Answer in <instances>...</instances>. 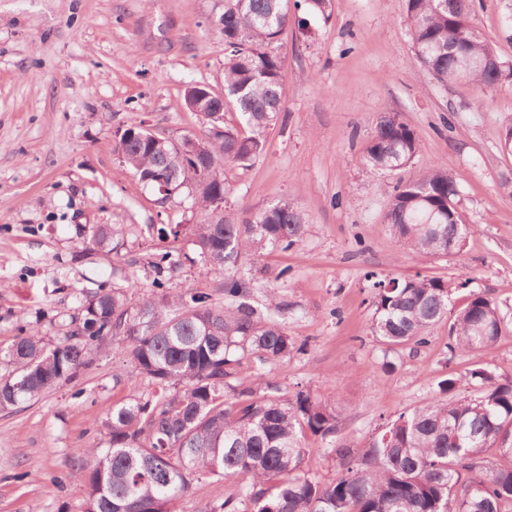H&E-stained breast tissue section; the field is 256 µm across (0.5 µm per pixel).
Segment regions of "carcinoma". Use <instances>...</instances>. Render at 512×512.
<instances>
[{
    "label": "carcinoma",
    "instance_id": "carcinoma-1",
    "mask_svg": "<svg viewBox=\"0 0 512 512\" xmlns=\"http://www.w3.org/2000/svg\"><path fill=\"white\" fill-rule=\"evenodd\" d=\"M306 8L327 21L334 5L306 0ZM473 13L474 0H406L405 24L414 62L443 85L469 81L481 104L512 84V66L474 25ZM218 24L224 111L238 113L240 126L214 127V101L194 98L205 134L197 155L150 139L140 127L125 129L116 151L138 182L151 187L164 176L176 192L188 191L203 215L194 225L198 256L189 262L220 277L234 304L217 308L198 292L134 302L124 289L101 285L70 317L60 342L21 336L0 349L7 366L0 411L71 381L93 351L114 344L154 391L112 406L100 423L106 446L84 449L89 466L75 478L85 484V512H171L203 479L229 484L209 512H512V382L495 381L487 368L468 372L463 393L454 376L443 379L439 396L401 412L360 448L337 443L343 414L336 405L308 389L286 396L263 382L265 365L301 347L245 301L252 280L239 265L269 248L300 250L307 220L286 199L239 219L222 206L231 191L224 165L246 167L258 158L265 130L282 111L283 63L274 44L288 13L283 0H224ZM463 59L481 66L464 78ZM418 150L414 129L385 112L364 150L366 171L378 177L403 170ZM206 160L214 163L213 178L200 183L195 169ZM385 223L400 252L420 258L458 252L472 232L462 222L457 178L445 166L393 187ZM114 234L109 224L91 227L85 250L108 249ZM183 264L170 251L155 254L153 286L166 287ZM365 278L373 290L371 335L391 348L424 347L446 324L451 354L489 352L512 323V314L482 292L455 308L452 288L439 278ZM246 362L259 370L253 386L237 382ZM311 437L338 462L330 482L304 468ZM493 447L505 462L486 468L483 453ZM242 475L246 481L237 482Z\"/></svg>",
    "mask_w": 512,
    "mask_h": 512
}]
</instances>
